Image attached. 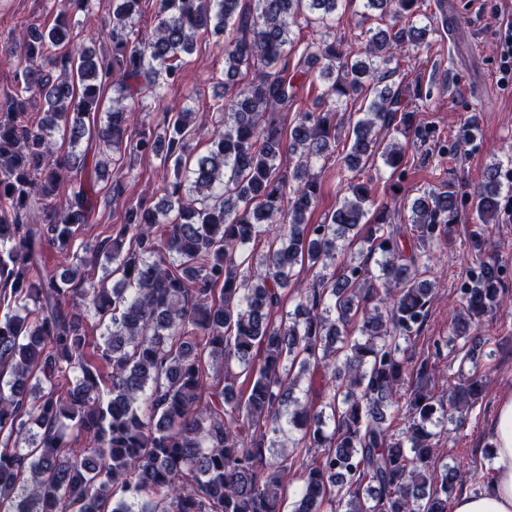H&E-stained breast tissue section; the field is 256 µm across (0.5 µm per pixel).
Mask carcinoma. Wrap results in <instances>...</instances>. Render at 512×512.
Returning a JSON list of instances; mask_svg holds the SVG:
<instances>
[{
  "label": "carcinoma",
  "instance_id": "obj_1",
  "mask_svg": "<svg viewBox=\"0 0 512 512\" xmlns=\"http://www.w3.org/2000/svg\"><path fill=\"white\" fill-rule=\"evenodd\" d=\"M91 2L64 0L52 25L32 24L3 49L14 76L0 94V512H283L289 456L271 462L266 451L287 433L312 454L291 512H448L460 471L437 465L438 438L464 422L484 382L465 377L445 401L430 358L471 360L491 343L472 332L500 304L504 271L473 233L450 335L433 338L431 356L408 357L435 291L419 268L461 201L452 185L414 199L408 256L390 212L366 220L372 179L358 180L377 154L394 174L403 166L401 142L382 143L378 130L435 136L386 84L396 52L427 42L416 24L424 0H359L400 22L358 53L339 40L317 54L298 51L293 27L333 24L345 0H156L148 33L136 29L143 0H112L105 52L73 41L72 19ZM232 21L224 94L210 104L218 126L196 155L192 108L163 105V91L197 39ZM321 56L319 109L296 113L286 133L297 75ZM369 94L340 157L346 194L329 221L311 224L313 162L339 146L336 104ZM145 97L163 118L132 131L126 104ZM59 130L68 152L55 148ZM97 143L159 158L162 196L129 201L87 255L78 240L96 223L98 182L112 175L115 197L126 179ZM501 189L496 165L473 200L481 223L497 221ZM269 224L258 256L249 245ZM353 231L364 250L340 261ZM52 250L72 266L57 272ZM299 268L312 273L306 288ZM300 374L310 377L302 396Z\"/></svg>",
  "mask_w": 512,
  "mask_h": 512
}]
</instances>
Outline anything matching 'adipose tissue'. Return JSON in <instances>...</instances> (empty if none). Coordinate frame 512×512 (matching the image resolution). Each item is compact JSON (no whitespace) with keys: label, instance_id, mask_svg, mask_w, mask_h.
Instances as JSON below:
<instances>
[{"label":"adipose tissue","instance_id":"obj_1","mask_svg":"<svg viewBox=\"0 0 512 512\" xmlns=\"http://www.w3.org/2000/svg\"><path fill=\"white\" fill-rule=\"evenodd\" d=\"M493 443L494 480L480 493L459 497L454 512H512V395L498 408Z\"/></svg>","mask_w":512,"mask_h":512}]
</instances>
